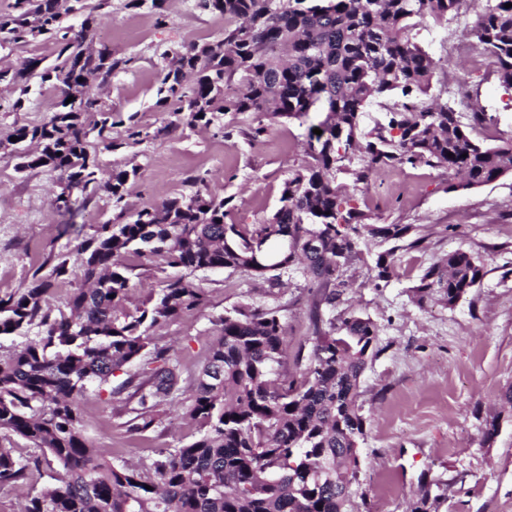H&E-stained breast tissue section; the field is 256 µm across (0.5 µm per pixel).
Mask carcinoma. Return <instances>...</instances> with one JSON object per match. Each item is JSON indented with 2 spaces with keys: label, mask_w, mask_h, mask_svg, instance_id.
Wrapping results in <instances>:
<instances>
[{
  "label": "carcinoma",
  "mask_w": 512,
  "mask_h": 512,
  "mask_svg": "<svg viewBox=\"0 0 512 512\" xmlns=\"http://www.w3.org/2000/svg\"><path fill=\"white\" fill-rule=\"evenodd\" d=\"M461 0H196L204 12L224 17L222 39L169 51L157 104L173 106L172 132L183 125L224 129V113H251L263 120L301 119L323 112L322 134L309 135L312 162L284 184L280 206L263 224H224L225 200L199 191L143 208L128 223L106 222L77 249L76 263L88 288H79L54 310L46 302L51 282L37 278L21 294L0 296V338L37 334L19 350L0 355V439L27 440L37 454L23 459L0 446V488L33 481L42 462L59 467L56 484L28 497L20 512H347L358 480V443L365 435L359 379L377 354V327L360 315L330 319L344 287L343 269L367 239L388 248L376 261V278L389 282L393 256L411 234L410 224H366L350 206L336 174L359 156L356 179L383 166L427 163L464 176L463 188L512 175V137L486 146L472 136L485 113L470 116L448 103L422 99L436 64L412 40L423 20L448 21ZM512 0H486L472 26L475 43L494 60L501 85L512 90ZM85 9L84 0H14L0 14V40L26 45L43 36L61 43L62 65L27 58L0 83L27 93L33 78L59 90L57 110L41 125L18 124L11 136L38 144L19 153L18 168L57 173L62 191L56 210L63 232L79 209L72 193L104 190L118 205L125 178L105 183L89 151L94 132L104 148L118 147L112 113L86 126L96 103L85 82L102 84L132 62L93 40L100 15L84 14L79 30L65 17ZM75 100L68 101L69 97ZM391 100L385 116L362 128L366 108ZM150 132L131 121L123 141L138 144ZM313 236L318 247L277 251L284 236ZM408 243V242H406ZM418 243H408L412 247ZM156 257L184 274L164 282L142 306L127 307L131 291L127 255ZM231 269L278 284L298 274L325 291L313 311L314 341L299 377L278 372L287 354L280 305L234 308L221 319L185 414L200 436L179 448H162L139 468L107 458L86 434L79 403L88 385L146 355L152 329L202 306L206 293L198 271ZM483 278V268L457 249L431 265L413 286L419 303L455 305ZM180 363L157 352L122 387L137 399L127 431L142 434L156 423L157 408L179 391ZM435 481L421 474L412 512H438Z\"/></svg>",
  "instance_id": "carcinoma-1"
}]
</instances>
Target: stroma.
Instances as JSON below:
<instances>
[{
    "instance_id": "obj_1",
    "label": "stroma",
    "mask_w": 512,
    "mask_h": 512,
    "mask_svg": "<svg viewBox=\"0 0 512 512\" xmlns=\"http://www.w3.org/2000/svg\"><path fill=\"white\" fill-rule=\"evenodd\" d=\"M111 0L95 32L115 57L130 58L128 70L110 83L91 84L90 96L114 118H135L150 139L99 154L101 180L136 169L125 186L121 205L98 192L76 217V229L65 234L54 200L61 191L56 173L45 169L19 172L6 139L14 123L37 125L56 104L50 85L32 88L22 111H11L18 90L0 84V295L30 288L34 271L49 274L58 258L74 255L94 225L132 215L192 192L223 197L228 224H261L277 209L284 182L305 165L310 119L273 123L258 135L251 114L228 112L223 129L180 127L166 132L169 109L156 106L155 91L162 53L189 42L221 39L224 19L195 10L193 0H163L162 14ZM471 25L449 19L440 27L424 21L412 30L439 68L430 94L446 101L448 88L461 84L471 94L470 107L490 115L480 125L481 142L495 145L512 137V91L502 88L486 70L488 58L449 56L452 40L470 37ZM336 179L346 187L371 224H410L418 246L398 250L396 274L386 283L374 275L379 249L360 245L343 277L335 310L324 318L350 312L370 318L378 328L377 355L359 383L365 436L359 443L356 512H410L421 473L439 483V512H512V176L451 190L456 177L446 168L424 163L384 166L367 180L348 173ZM472 253L484 267L480 284L456 305L418 304L413 285L424 270L448 252ZM207 301L163 327L153 329L151 344L166 347L182 365L184 395L161 406L154 428L129 434L125 395L113 394L141 364L117 372L110 384L90 387L80 404L88 436L119 460L150 463L162 448L181 447L199 435L184 416L203 365L205 346L218 333L226 310L261 307L278 301L288 340L282 373L297 370V356H309L311 310L321 294L318 284L296 277L270 290L263 279L240 271L215 269L196 273ZM496 420L498 433L485 441L486 421Z\"/></svg>"
}]
</instances>
